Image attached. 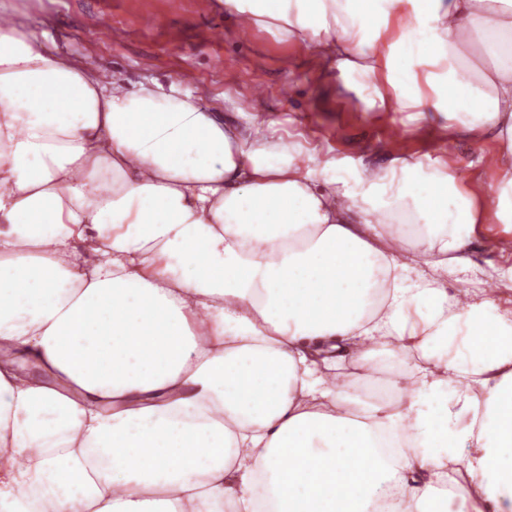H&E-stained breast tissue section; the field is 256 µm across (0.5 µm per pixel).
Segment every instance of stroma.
<instances>
[{"instance_id":"1","label":"stroma","mask_w":512,"mask_h":512,"mask_svg":"<svg viewBox=\"0 0 512 512\" xmlns=\"http://www.w3.org/2000/svg\"><path fill=\"white\" fill-rule=\"evenodd\" d=\"M0 0V19L12 17L59 48L90 59L128 87L156 80L181 89L205 86L216 111L248 125L251 114L277 121L280 135L305 148L310 168L325 161L339 166H370L387 173L390 158L385 140L397 142L400 156L438 165L443 155L442 129L424 123L411 134L407 115L366 108L355 91L345 89L324 60L308 54L276 30L244 27L217 0ZM92 13H104L125 31L113 42L86 24ZM152 57L144 66L143 57ZM462 186L490 200L497 173L481 162L495 150L493 142L475 148L466 138L452 146ZM465 268L449 272L447 287L488 290L496 304L512 308V248L499 249L487 240L473 241Z\"/></svg>"}]
</instances>
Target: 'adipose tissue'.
<instances>
[{"label":"adipose tissue","instance_id":"obj_1","mask_svg":"<svg viewBox=\"0 0 512 512\" xmlns=\"http://www.w3.org/2000/svg\"><path fill=\"white\" fill-rule=\"evenodd\" d=\"M224 7L498 139L512 224V0ZM276 133L0 24V512H512V310L396 255L466 264L484 206Z\"/></svg>","mask_w":512,"mask_h":512}]
</instances>
